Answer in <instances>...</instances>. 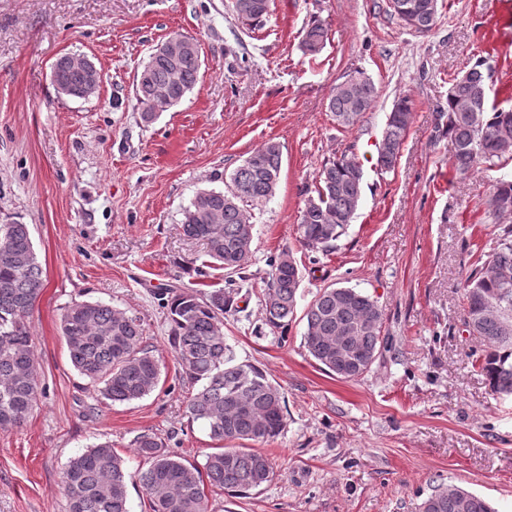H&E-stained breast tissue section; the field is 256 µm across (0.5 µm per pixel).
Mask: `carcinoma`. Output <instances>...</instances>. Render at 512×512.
Wrapping results in <instances>:
<instances>
[{
	"mask_svg": "<svg viewBox=\"0 0 512 512\" xmlns=\"http://www.w3.org/2000/svg\"><path fill=\"white\" fill-rule=\"evenodd\" d=\"M391 13L410 30L430 32L438 15V0H388ZM237 17L262 26L270 0H234ZM328 31L320 22L303 30L301 48L318 54ZM484 62L477 61L453 79L446 105L435 112V129L448 137L449 160L459 174L482 163L512 159V109L488 105ZM201 68L196 42L178 60L155 51L137 75L136 100L143 119L152 121L180 103L197 84ZM377 99L373 81L364 73L348 77L330 97L328 109L344 127L358 124ZM413 121V103L400 97L388 113L376 164L395 170L400 149ZM282 152L276 142L252 151L229 176L228 189L202 190L184 209V237L205 245L212 263L240 283L161 289L171 314L168 338L181 374L199 384L186 402L192 421L215 441L224 443L191 463L155 433L138 434L133 445L146 468L127 471L124 460L108 441L95 443L70 458L62 475L68 512H130L128 485H141L150 512H211L205 486L233 495H248L273 481L274 463L246 443H266L288 427L286 398L257 366L238 363L224 337V316L240 312L237 297L248 276L241 274L252 255L253 229L246 205L274 197L281 174ZM364 173L355 159L342 155L318 170L314 194L307 197L298 224L305 247L325 250L346 231L362 197ZM494 221L512 217V181L501 180L487 201ZM300 285L299 267L284 249L268 261L262 293L265 325L279 343L285 341ZM44 289L26 224H0V428L18 427L43 394L39 362L28 325L29 314ZM304 347L326 371L345 380L367 373L384 346L383 313L377 302L352 287L324 288L305 312ZM463 321L478 342L472 365L499 394L512 395V225L498 235L493 253L471 269L465 279ZM61 333L75 370L113 404L141 400L160 384L162 364L146 341L139 318L100 302H76L65 308ZM349 338L362 351V361L336 367V343ZM456 499L436 487L419 505V512H494L480 495L456 488Z\"/></svg>",
	"mask_w": 512,
	"mask_h": 512,
	"instance_id": "1",
	"label": "carcinoma"
}]
</instances>
